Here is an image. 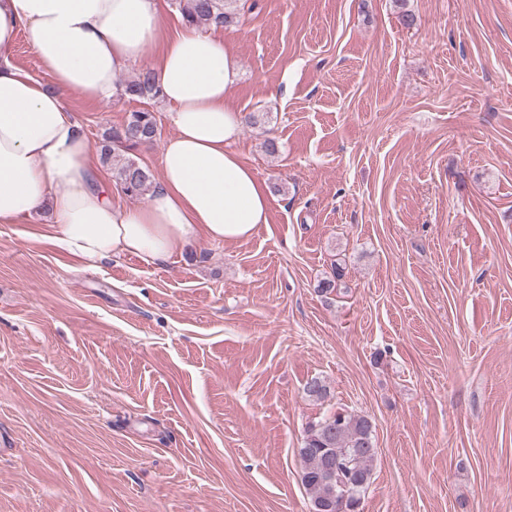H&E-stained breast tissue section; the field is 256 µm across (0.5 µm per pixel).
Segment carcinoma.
Returning a JSON list of instances; mask_svg holds the SVG:
<instances>
[{
	"mask_svg": "<svg viewBox=\"0 0 512 512\" xmlns=\"http://www.w3.org/2000/svg\"><path fill=\"white\" fill-rule=\"evenodd\" d=\"M238 0H173L186 27H227L238 22ZM121 96L130 101L156 99L159 91L151 71H140L121 84ZM157 132L155 113L147 108L131 112L120 126L104 133L103 159H118L115 178L123 192L138 198L154 183L151 170L127 156L131 150L154 142ZM376 454L374 429L364 415L337 409L309 425L298 448L301 482L310 497L311 512L319 506L346 499L348 512H359L361 496L367 489Z\"/></svg>",
	"mask_w": 512,
	"mask_h": 512,
	"instance_id": "cac0c4a2",
	"label": "carcinoma"
}]
</instances>
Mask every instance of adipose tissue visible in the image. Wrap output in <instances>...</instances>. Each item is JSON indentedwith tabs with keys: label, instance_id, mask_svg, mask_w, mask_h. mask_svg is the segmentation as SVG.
<instances>
[{
	"label": "adipose tissue",
	"instance_id": "adipose-tissue-1",
	"mask_svg": "<svg viewBox=\"0 0 512 512\" xmlns=\"http://www.w3.org/2000/svg\"><path fill=\"white\" fill-rule=\"evenodd\" d=\"M166 25L161 0H0V224L49 211L51 244L93 268L127 253L168 262L198 238L242 240L268 223V186L233 148L245 118L234 43ZM22 30L43 77L9 59ZM152 48L174 132L146 202L125 208L63 94L112 101L117 74Z\"/></svg>",
	"mask_w": 512,
	"mask_h": 512
}]
</instances>
